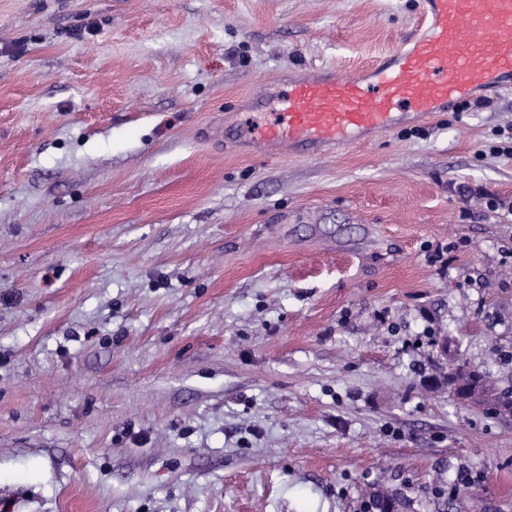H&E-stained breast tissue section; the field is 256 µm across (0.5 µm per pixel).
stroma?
I'll return each instance as SVG.
<instances>
[{
	"mask_svg": "<svg viewBox=\"0 0 512 512\" xmlns=\"http://www.w3.org/2000/svg\"><path fill=\"white\" fill-rule=\"evenodd\" d=\"M420 20L0 0V505L512 512V422L424 383L444 337L512 386V90L327 155L242 136Z\"/></svg>",
	"mask_w": 512,
	"mask_h": 512,
	"instance_id": "35a3bbf8",
	"label": "stroma"
}]
</instances>
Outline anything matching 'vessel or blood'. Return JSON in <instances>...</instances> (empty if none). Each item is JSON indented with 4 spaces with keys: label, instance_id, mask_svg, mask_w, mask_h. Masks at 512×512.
Segmentation results:
<instances>
[{
    "label": "vessel or blood",
    "instance_id": "obj_1",
    "mask_svg": "<svg viewBox=\"0 0 512 512\" xmlns=\"http://www.w3.org/2000/svg\"><path fill=\"white\" fill-rule=\"evenodd\" d=\"M421 15L399 49L365 70L300 71L287 82L284 111L251 129L249 143L315 156L453 109L484 88L512 87V0H422Z\"/></svg>",
    "mask_w": 512,
    "mask_h": 512
}]
</instances>
